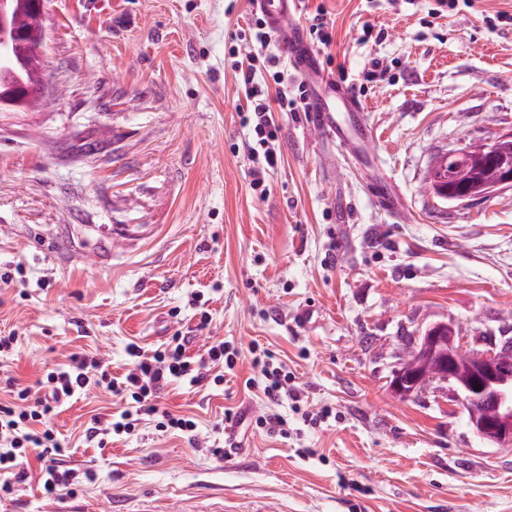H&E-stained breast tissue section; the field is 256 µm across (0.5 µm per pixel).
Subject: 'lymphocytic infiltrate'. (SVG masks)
Returning a JSON list of instances; mask_svg holds the SVG:
<instances>
[{
  "label": "lymphocytic infiltrate",
  "instance_id": "f902f5d3",
  "mask_svg": "<svg viewBox=\"0 0 512 512\" xmlns=\"http://www.w3.org/2000/svg\"><path fill=\"white\" fill-rule=\"evenodd\" d=\"M272 38L264 18L259 16L252 18L248 28L230 35L229 52L237 58L235 69L247 100L242 121L253 131V139L246 142L244 151L253 163L251 186L256 190L264 189L267 170L280 160L275 146L278 135L274 110L304 111L307 95L305 84L288 85L283 71L278 70V58L269 50ZM267 69L272 72L271 82L258 81V73ZM189 343V338L178 331L148 356L139 345L129 344L126 354L131 367L120 377L112 376L102 359L89 354L73 355L70 365L47 372L33 389L19 387L13 377H6L1 383L13 399L0 404V495L13 494L17 484L29 479L30 474L21 468L20 461L31 455L42 464L40 480L46 493L59 495L70 491L77 472L65 465L62 444L47 420L94 386L105 387L113 395L125 398L127 405L110 418H94L85 433L86 443L100 447L111 435L133 434L142 415L157 414L161 417V428L181 434L190 444H198L196 422L184 415L160 411L158 403L167 388L177 382L201 388L223 385L225 371L235 369L241 352L219 339L204 355L196 357L188 355ZM252 360L260 372L258 387L272 406L271 411L254 416L255 428L271 436L286 435L288 422L275 411L276 406L285 403L300 414L307 426L320 425L328 418V411L302 408L299 387L272 353H253Z\"/></svg>",
  "mask_w": 512,
  "mask_h": 512
}]
</instances>
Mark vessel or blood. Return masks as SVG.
Wrapping results in <instances>:
<instances>
[{
  "label": "vessel or blood",
  "mask_w": 512,
  "mask_h": 512,
  "mask_svg": "<svg viewBox=\"0 0 512 512\" xmlns=\"http://www.w3.org/2000/svg\"><path fill=\"white\" fill-rule=\"evenodd\" d=\"M253 8L276 35L289 65L304 79L311 121L324 137L335 140L349 155H356L369 133L362 121L363 108L351 91L336 86L311 50L302 27L293 24L299 0H252Z\"/></svg>",
  "instance_id": "b4317fda"
}]
</instances>
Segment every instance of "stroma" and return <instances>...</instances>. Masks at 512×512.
I'll use <instances>...</instances> for the list:
<instances>
[{
	"label": "stroma",
	"instance_id": "1",
	"mask_svg": "<svg viewBox=\"0 0 512 512\" xmlns=\"http://www.w3.org/2000/svg\"><path fill=\"white\" fill-rule=\"evenodd\" d=\"M318 8L335 31L322 67L372 136L353 159L307 113H274L282 162L261 194L225 49L250 0H49L44 106L0 121V268L25 267L0 287V331L19 337L0 370L31 386L85 350L119 376L129 342L150 352L179 329L192 355L215 336L268 349L303 408L332 415L311 428L283 405L276 437L237 425L267 408L245 355L223 386L161 401L205 449L147 415L87 448L91 418L122 408L93 388L52 419L73 493L32 478L0 512H512V448L479 439L448 385L388 388L431 324L481 350L512 337V190L425 189L435 154L512 132V0L447 17L428 0H305L295 22ZM374 173L398 213L372 203Z\"/></svg>",
	"mask_w": 512,
	"mask_h": 512
}]
</instances>
